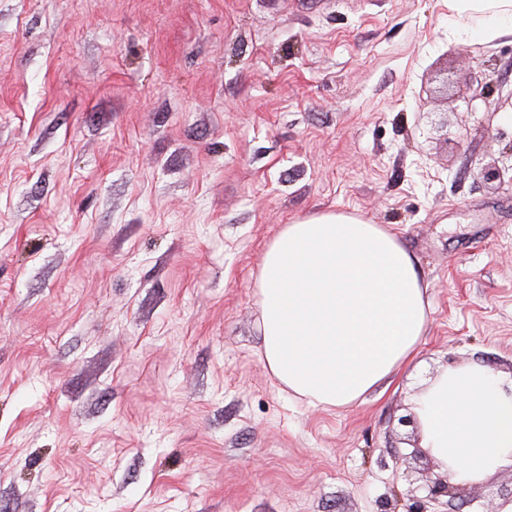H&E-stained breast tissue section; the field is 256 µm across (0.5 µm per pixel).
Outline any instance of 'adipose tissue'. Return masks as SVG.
Masks as SVG:
<instances>
[{
	"instance_id": "ef3b65f1",
	"label": "adipose tissue",
	"mask_w": 512,
	"mask_h": 512,
	"mask_svg": "<svg viewBox=\"0 0 512 512\" xmlns=\"http://www.w3.org/2000/svg\"><path fill=\"white\" fill-rule=\"evenodd\" d=\"M492 41L512 37V0H448ZM258 290L264 360L295 393L356 402L418 352L426 287L397 234L343 213L282 227L263 258ZM423 444L454 479L512 465V393L478 366L452 368L420 396Z\"/></svg>"
}]
</instances>
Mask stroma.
<instances>
[{"label": "stroma", "mask_w": 512, "mask_h": 512, "mask_svg": "<svg viewBox=\"0 0 512 512\" xmlns=\"http://www.w3.org/2000/svg\"><path fill=\"white\" fill-rule=\"evenodd\" d=\"M509 166L512 38L448 0H0V512H416L399 417L512 378ZM326 212L430 303L345 407L262 355L264 253ZM450 512H512V469Z\"/></svg>", "instance_id": "35a3bbf8"}]
</instances>
